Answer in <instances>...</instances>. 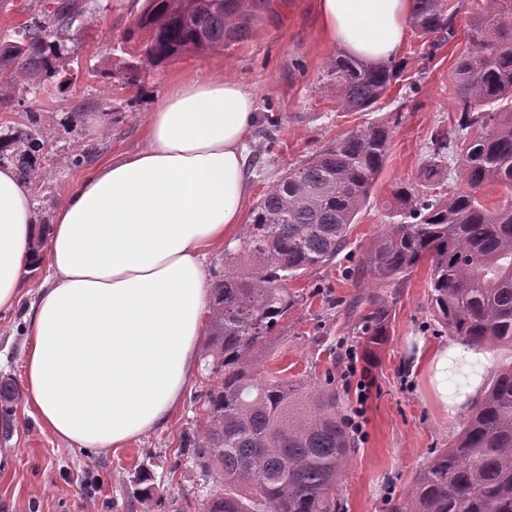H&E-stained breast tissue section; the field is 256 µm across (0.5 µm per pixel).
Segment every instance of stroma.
I'll use <instances>...</instances> for the list:
<instances>
[{"instance_id": "1", "label": "stroma", "mask_w": 512, "mask_h": 512, "mask_svg": "<svg viewBox=\"0 0 512 512\" xmlns=\"http://www.w3.org/2000/svg\"><path fill=\"white\" fill-rule=\"evenodd\" d=\"M450 3L458 11L454 38L429 57L424 38L409 30L396 79L366 111L342 109L321 87L326 65L342 49L320 28L318 0H278L275 14L261 16L247 40L227 43L220 53L187 52L134 80L117 72L112 46L136 13L137 0H88L86 13L54 34L57 53L40 85L17 82L9 104H0L1 134L27 113L36 117L34 132L43 148L29 187L44 230L66 194L97 165L143 146L148 112L167 85L202 69L257 91L259 118L248 140L252 204L336 137L373 121L390 124L386 164L346 245L331 264L291 281L300 300L254 354L263 376L310 384L333 372L345 413L362 408L363 429L339 487L346 512H390L393 494L412 485L435 449L447 447L464 416L443 411L428 374L409 367L418 342H451L429 308V262H421L401 287L386 289L390 341L376 358L364 357L354 333L357 316L348 309L352 299L368 293L355 277L367 247L396 220L385 200L396 183L416 181L429 161L432 132L455 120L452 72L469 48L467 25L481 7L476 0ZM79 152L84 160L73 164ZM25 342L22 310L1 313L0 380H11L16 393L12 417L0 420V453L10 458L0 467V512H205L221 486L204 482L182 452L183 439L206 426L200 393L211 380L204 366H197L164 430L100 453L69 447L26 410ZM354 353L365 379L347 371Z\"/></svg>"}]
</instances>
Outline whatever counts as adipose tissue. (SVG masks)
<instances>
[{
  "mask_svg": "<svg viewBox=\"0 0 512 512\" xmlns=\"http://www.w3.org/2000/svg\"><path fill=\"white\" fill-rule=\"evenodd\" d=\"M326 36L368 63L399 59L410 0H319ZM252 86L197 74L147 115L143 146L77 183L36 245L31 193L0 167V313L26 305L25 405L74 448L106 452L165 428L195 366L210 306L205 258L234 235L251 188ZM39 262L35 299L22 283ZM486 358L418 345L444 411L468 402Z\"/></svg>",
  "mask_w": 512,
  "mask_h": 512,
  "instance_id": "ef3b65f1",
  "label": "adipose tissue"
}]
</instances>
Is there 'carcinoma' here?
I'll return each mask as SVG.
<instances>
[{
  "label": "carcinoma",
  "mask_w": 512,
  "mask_h": 512,
  "mask_svg": "<svg viewBox=\"0 0 512 512\" xmlns=\"http://www.w3.org/2000/svg\"><path fill=\"white\" fill-rule=\"evenodd\" d=\"M409 23L429 51L453 34L449 0H412ZM59 29L85 13L82 0H43ZM272 0H143L116 41L122 67L147 72L191 50H221L250 35ZM19 41L0 42V70L33 79L55 51L44 22L22 26ZM471 48L457 58L453 100L458 123L432 133L430 161L417 188L392 192L401 216L367 249L358 281L377 288L402 284L418 263L430 268V309L448 335L467 347L512 344V202L479 199L494 183L512 193V0H486L469 25ZM397 67L346 55L323 71L324 87L352 111L370 108L392 84ZM391 127L382 122L340 135L285 172L256 202L235 245H224V274L211 286L209 345L204 358L218 381L201 394L205 436L184 441L204 480L217 475L224 492L206 512H344L337 486L355 445L341 394L328 376L308 386L256 373L252 353L279 327L298 295L288 283L333 262L350 225L368 201L387 157ZM0 154L19 177L34 174L41 143L30 127H9ZM458 162L464 192H439L442 162ZM358 336L373 353L389 338L391 308L373 293ZM390 512H512V363L484 384L462 427L436 451Z\"/></svg>",
  "instance_id": "obj_1"
}]
</instances>
